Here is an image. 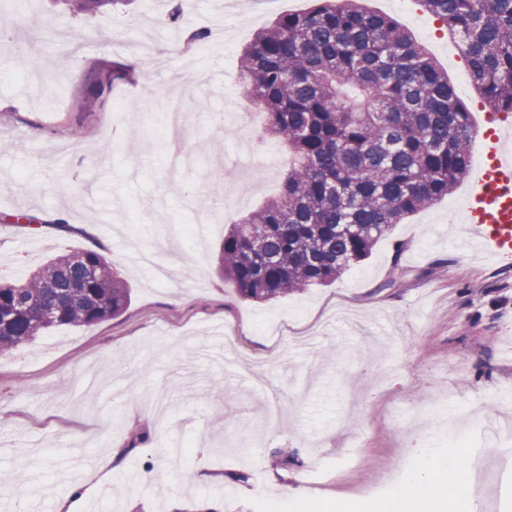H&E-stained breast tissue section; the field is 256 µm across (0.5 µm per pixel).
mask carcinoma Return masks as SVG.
Returning <instances> with one entry per match:
<instances>
[{
    "mask_svg": "<svg viewBox=\"0 0 512 512\" xmlns=\"http://www.w3.org/2000/svg\"><path fill=\"white\" fill-rule=\"evenodd\" d=\"M72 14L122 0H62ZM458 39L488 107L512 112V0H420ZM240 80L292 161L277 197L224 234L218 271L267 302L336 281L393 226L448 196L472 127L448 75L390 16L358 0L281 15L243 50ZM119 65L91 75L124 79ZM362 97L351 101L342 89ZM131 289L95 249L0 282V353L60 326L119 316Z\"/></svg>",
    "mask_w": 512,
    "mask_h": 512,
    "instance_id": "1",
    "label": "carcinoma"
}]
</instances>
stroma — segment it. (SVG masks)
<instances>
[{
	"label": "stroma",
	"instance_id": "35a3bbf8",
	"mask_svg": "<svg viewBox=\"0 0 512 512\" xmlns=\"http://www.w3.org/2000/svg\"><path fill=\"white\" fill-rule=\"evenodd\" d=\"M191 2L183 13L181 0H132L72 16L53 0H16L0 12L11 34L0 42V277L102 241L132 290L119 317L60 327L0 357V508L24 483L47 485L52 503L66 495L73 479L60 454L97 436L122 458L112 512H169L175 501L184 512H263L266 490L280 495V512L317 510L320 501L305 498L317 458L335 474L323 490L387 498L423 464L413 433L447 448L448 417L462 408L473 413L462 425L472 463L495 460L499 442L484 417L512 416V255L485 256L449 222L471 179L395 225L336 282L268 302L243 298L217 274L216 252L230 224L275 195L288 148L277 144L278 168L268 171L264 116L244 129L228 121L240 105L226 66L276 17L313 0ZM362 5L392 15L429 52L472 124L512 123V112L484 110L467 61L449 62L451 38L431 15L394 11L388 0ZM143 28L168 51L178 82L144 66ZM199 29L209 33L204 46H186ZM33 54L52 59L51 70L28 69ZM132 60L96 111H79L92 67ZM147 97L205 103L179 177L167 167L164 126L139 119ZM203 141L212 145L205 155ZM246 172L247 201L214 214V191ZM23 207L64 211L77 230L32 231L14 217ZM206 218L205 243H167L170 228ZM131 238L174 270L171 283L127 262ZM273 394L286 408L277 425L265 420ZM275 448L298 450L301 466L274 467ZM202 464L214 482L195 480ZM159 469L166 485L145 481Z\"/></svg>",
	"mask_w": 512,
	"mask_h": 512
}]
</instances>
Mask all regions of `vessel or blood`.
<instances>
[{
	"label": "vessel or blood",
	"instance_id": "b4317fda",
	"mask_svg": "<svg viewBox=\"0 0 512 512\" xmlns=\"http://www.w3.org/2000/svg\"><path fill=\"white\" fill-rule=\"evenodd\" d=\"M488 166L475 171L465 202L469 242L492 256L512 254V131L490 140Z\"/></svg>",
	"mask_w": 512,
	"mask_h": 512
}]
</instances>
